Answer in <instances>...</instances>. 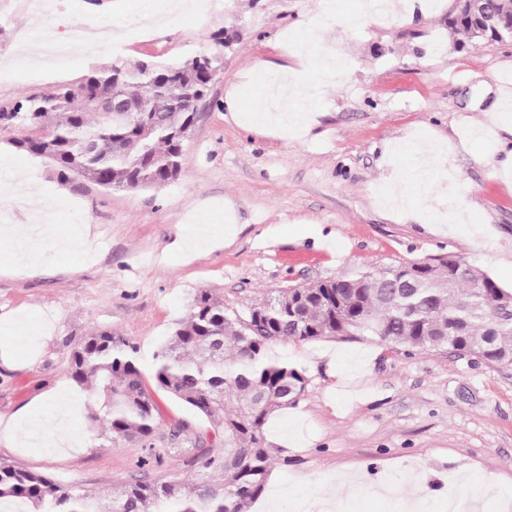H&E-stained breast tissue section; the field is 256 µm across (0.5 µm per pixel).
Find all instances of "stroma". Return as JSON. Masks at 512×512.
<instances>
[{
	"label": "stroma",
	"instance_id": "stroma-1",
	"mask_svg": "<svg viewBox=\"0 0 512 512\" xmlns=\"http://www.w3.org/2000/svg\"><path fill=\"white\" fill-rule=\"evenodd\" d=\"M330 4L341 23L327 36L345 76L327 91L305 133L285 139L246 129L234 108L259 112L266 101L251 84L259 64L296 66L285 36ZM359 0H211L206 13L177 17L149 39L105 50L81 64L0 80V113L21 98L75 83L92 67L149 57L177 61L220 55L211 95L184 143L180 176L150 190L112 191L81 180L60 181L50 160L17 146L20 131L0 120V155L31 164L60 183L69 203L61 231L87 227L98 239L95 263L72 268L43 262L23 271L0 262V316L40 308L55 321L35 359L0 366V417L8 418L57 384L69 382L71 355L88 335L112 331L132 341L144 376L154 355L188 313L199 290L229 311L246 312L274 288L332 280L363 266L460 257L512 288V127L498 125L494 103L512 96V40L472 42L448 31L454 0L386 21L361 17ZM26 0H0V65L28 38L66 41L68 19L101 23L135 19V0H62L26 33ZM226 32V44L215 40ZM426 131L444 141L441 167L458 185L421 181L420 194L462 195L465 234L414 224L383 206L378 190L392 170L393 145ZM230 208L239 231L223 248L188 262L167 256L191 227L217 225ZM274 355L302 370L305 391L273 412L265 437L273 451L277 489L270 512L315 501L332 483L358 512H387L373 494L395 484L398 500L417 487L430 507L464 476L457 497L483 495L480 512H499L488 487L512 491V364L471 360L448 350H416L371 336H332L276 343ZM158 429L146 441L115 445L87 429L89 449L73 457L32 456L0 445V467L36 471L54 485L90 494L134 481L191 480L205 451L208 422L158 395Z\"/></svg>",
	"mask_w": 512,
	"mask_h": 512
}]
</instances>
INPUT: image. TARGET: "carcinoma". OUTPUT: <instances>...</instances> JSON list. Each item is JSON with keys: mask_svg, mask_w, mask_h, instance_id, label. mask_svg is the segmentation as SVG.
<instances>
[{"mask_svg": "<svg viewBox=\"0 0 512 512\" xmlns=\"http://www.w3.org/2000/svg\"><path fill=\"white\" fill-rule=\"evenodd\" d=\"M475 27L472 19L448 13L449 31L472 40ZM202 60L219 70L217 57L148 66L113 61L75 84L26 97L8 115L24 133L17 144L53 161L63 180L82 178L105 190L163 186L182 170L178 130L195 124L198 115L191 93L210 96ZM108 96L146 101L154 111L130 112L108 124L98 109ZM354 334L512 364V289L455 256L364 267L334 280L275 289L242 314L225 310L201 289L155 354V388L141 373L137 347L108 331L86 337L69 368L70 379L89 392L93 426L108 431L114 444L155 433L154 389L205 417L222 436L223 449L203 457L199 476L137 481L93 497L60 490L35 472L0 468V499L29 503L36 512H249L271 467L268 417L295 404L306 382L269 346Z\"/></svg>", "mask_w": 512, "mask_h": 512, "instance_id": "cac0c4a2", "label": "carcinoma"}]
</instances>
